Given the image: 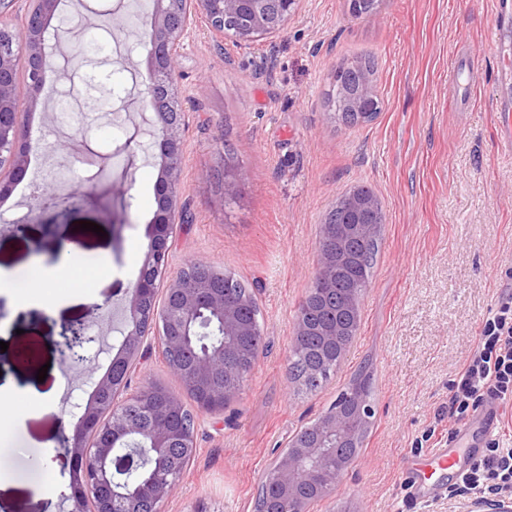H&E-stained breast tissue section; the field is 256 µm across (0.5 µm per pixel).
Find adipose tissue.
I'll return each instance as SVG.
<instances>
[{
  "instance_id": "1",
  "label": "adipose tissue",
  "mask_w": 512,
  "mask_h": 512,
  "mask_svg": "<svg viewBox=\"0 0 512 512\" xmlns=\"http://www.w3.org/2000/svg\"><path fill=\"white\" fill-rule=\"evenodd\" d=\"M111 266L110 258H103L99 264L90 266L73 253L66 262L51 269L33 264L21 277L0 276V294L8 295L19 306L35 304L44 309L55 301L60 282L65 281L71 283L72 287L88 290L109 273Z\"/></svg>"
}]
</instances>
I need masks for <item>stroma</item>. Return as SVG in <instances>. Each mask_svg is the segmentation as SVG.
<instances>
[{"label": "stroma", "instance_id": "obj_1", "mask_svg": "<svg viewBox=\"0 0 512 512\" xmlns=\"http://www.w3.org/2000/svg\"><path fill=\"white\" fill-rule=\"evenodd\" d=\"M109 10L127 16L124 30L103 31ZM58 12L63 52L46 68V98L33 108L26 84L17 89L29 165L0 199V268L20 275L33 259L51 267L70 251L91 264L110 256L112 272L96 300L62 284L50 310L0 315L9 333L0 385L58 394L0 438V512H65L64 438L121 344L159 174L143 103L145 0H61ZM496 20L497 0H382L371 20L352 17L347 0H303L279 35L248 49L193 23L178 64L187 218L166 274L189 261L234 273L256 295L265 349L223 415L200 416L194 460L165 512H254L277 452L327 412L364 361L374 375L371 430L336 493L310 512H458L453 481L426 501L409 487L433 449L455 447L449 387L512 286V152L498 127L500 113H512V80L498 79L512 47L491 41ZM90 39L100 51L76 54ZM368 55L382 108L370 122L336 124L326 103L336 69ZM228 147L246 175L234 198L224 195ZM358 186L376 193L386 218L372 283L340 369L304 393L288 377L297 308L315 277L321 219ZM83 321L100 349L65 368L60 332Z\"/></svg>", "mask_w": 512, "mask_h": 512}]
</instances>
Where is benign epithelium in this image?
I'll return each mask as SVG.
<instances>
[{"mask_svg": "<svg viewBox=\"0 0 512 512\" xmlns=\"http://www.w3.org/2000/svg\"><path fill=\"white\" fill-rule=\"evenodd\" d=\"M302 0H277L278 14L268 9L269 0H148L146 16L151 28L150 49L147 54L145 105L153 114L155 145L161 165L155 186L156 210L148 227V249L135 285L128 291L127 320L122 349L110 362L132 367L144 357L148 336L157 324L158 346L178 350L200 339L196 327L202 318L220 322L224 342L214 349L207 347L196 353L185 371L189 381H205L217 370L232 371L224 364L229 357L246 352L242 339L257 335L256 327L239 315V304L228 301L224 293L215 290L207 281L185 275L164 279L169 242L181 223L183 206L180 202L181 157L184 149L185 115L176 88L178 61L182 57L183 38L190 18L199 17L211 36L224 38V28L243 21L237 44L247 48L253 42L279 34L285 22L282 18L295 16ZM59 0H35L24 20V41L16 46L0 41V169L7 168L8 177H0V198L9 196L28 168L27 129L16 108V73L20 59H25L31 105L38 104L45 89V60L61 51L52 26ZM361 98L350 102V109L367 121L375 116L378 93L368 74L363 77ZM245 174L238 169L224 171V196L238 195ZM347 210L373 216L366 224H322L318 238V263L315 278L321 283L336 277L347 256L342 251L328 250L323 242L329 238L347 240L352 237L368 239L383 220L377 218L380 204L376 197L353 190L344 196ZM164 285V304L144 307L154 287ZM351 322L334 324L321 332L325 341L338 344L350 333ZM307 321L296 319L290 343V355L304 351L302 338L309 335ZM98 337L90 334L83 323L65 328L59 344L60 357L69 366L87 361L86 352ZM130 375L118 377L112 369L93 380V393L66 437L69 466V512H143L141 503L153 504L152 512H163L164 504L181 483V477L171 480H133L116 482L113 469L118 448L138 447L146 443L153 460L177 474L181 465L173 456L179 448L184 455H194L197 430H183L171 423V415L182 411L176 396L166 400L163 407L146 406L154 391L144 387L128 393ZM241 386L215 389L210 402L196 413L211 416L224 414V406L241 394ZM374 413L369 401L357 400L353 414L332 409L323 414L315 425L301 428L288 441V447L275 457L270 471L275 474L274 488L279 492L280 512H307L304 501L296 495L301 486L314 489L325 498L339 487V482L326 479L324 460L336 454L344 441L356 442L357 429ZM465 512H512V499L506 497H472L464 504Z\"/></svg>", "mask_w": 512, "mask_h": 512, "instance_id": "obj_1", "label": "benign epithelium"}]
</instances>
